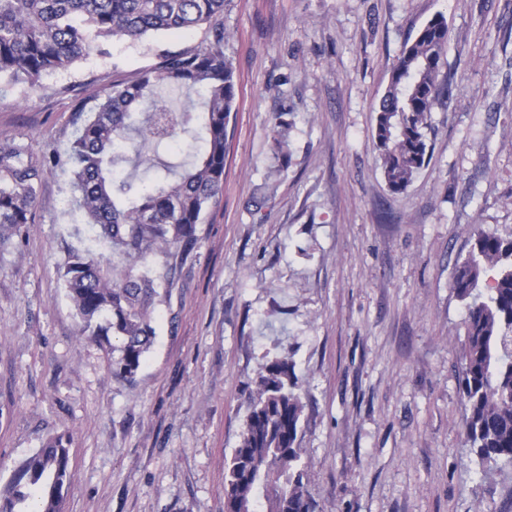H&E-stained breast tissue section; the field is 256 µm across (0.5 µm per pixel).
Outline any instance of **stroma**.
<instances>
[{
	"label": "stroma",
	"instance_id": "stroma-1",
	"mask_svg": "<svg viewBox=\"0 0 512 512\" xmlns=\"http://www.w3.org/2000/svg\"><path fill=\"white\" fill-rule=\"evenodd\" d=\"M438 15L455 91L431 116L428 164L395 193L375 109L404 41ZM510 32L512 0H226L224 188L196 247L151 261L172 286L135 380L81 336L64 285L69 251L93 244L68 167L0 252V488L66 433L63 512H224L249 393L286 356L317 512H512V466L481 468L464 444L467 311L452 288L476 230L512 234ZM207 37L116 39L37 86L0 83V142L63 154L76 102Z\"/></svg>",
	"mask_w": 512,
	"mask_h": 512
}]
</instances>
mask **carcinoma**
Here are the masks:
<instances>
[{"label": "carcinoma", "instance_id": "obj_1", "mask_svg": "<svg viewBox=\"0 0 512 512\" xmlns=\"http://www.w3.org/2000/svg\"><path fill=\"white\" fill-rule=\"evenodd\" d=\"M225 0H0V79L38 82L69 70L115 38L184 34L207 26L208 42L163 56L131 80L115 81L92 106L74 109L75 138L64 163L71 204L96 229L95 241L122 263L104 267L90 251L69 253L64 283L83 335L114 338L113 371L138 372L152 344L153 304L169 273L156 255L188 253L197 227L224 186L236 74L224 54ZM448 24L429 21L401 48L376 109L374 148L391 191H404L429 161L437 100L452 94L442 74ZM197 100L172 107L164 90ZM54 158L0 143V250L32 223L36 191ZM467 309L462 396L470 448L481 461L512 463V237L479 230L453 282ZM288 358L264 365L249 396L241 439L227 464L233 512H316L300 468L304 411ZM69 438L59 434L15 469L0 512H61L69 485Z\"/></svg>", "mask_w": 512, "mask_h": 512}]
</instances>
